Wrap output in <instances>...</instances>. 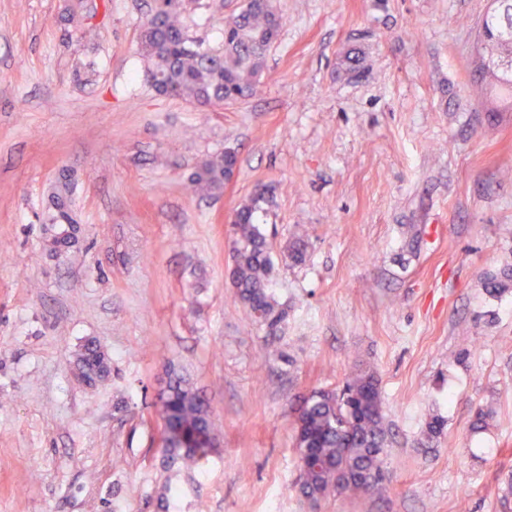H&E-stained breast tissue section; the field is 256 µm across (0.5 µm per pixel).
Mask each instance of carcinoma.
Returning <instances> with one entry per match:
<instances>
[{
	"label": "carcinoma",
	"mask_w": 512,
	"mask_h": 512,
	"mask_svg": "<svg viewBox=\"0 0 512 512\" xmlns=\"http://www.w3.org/2000/svg\"><path fill=\"white\" fill-rule=\"evenodd\" d=\"M157 15L140 25L139 51L155 90L168 88L174 97L200 107H218L251 97L265 72L266 52L277 40L281 16L272 0H244L240 11L224 24V44L204 46L191 38L185 23L184 0H166L156 5ZM478 62L491 57L503 64L475 77L474 83L499 91L500 103L492 112L512 111V0H500L487 13L475 45ZM238 169L232 147L207 160L187 176L193 194H211L224 187ZM71 187L59 183L53 195L57 224H73ZM266 192L256 191L236 209L232 222V267L230 278L236 294L267 330L262 354L281 342L288 309L280 304L270 285L276 268L270 243L263 230ZM307 241L298 236L288 243L284 261L302 264ZM490 294L512 288V264L485 276ZM74 364L86 385L96 386L110 374L105 354L97 342L80 345L73 352ZM154 416L165 431L160 446L167 476L157 502L169 512H181L182 490L175 463L190 471L217 452L212 413L190 379L170 367L164 389L154 405ZM388 429L378 378L360 370L336 390L315 389L300 397L294 409V447L298 457L299 490L312 502L331 495L367 496L380 492L385 479Z\"/></svg>",
	"instance_id": "cac0c4a2"
}]
</instances>
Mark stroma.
<instances>
[{
	"mask_svg": "<svg viewBox=\"0 0 512 512\" xmlns=\"http://www.w3.org/2000/svg\"><path fill=\"white\" fill-rule=\"evenodd\" d=\"M274 3L256 93L200 109L148 80L154 0H0V512H158L139 417L171 366L213 412L220 452L181 481L206 512H512V290L484 288L512 263V112L470 94L490 0ZM241 5L190 0L189 36L221 46ZM228 146L233 182L187 194ZM62 173L78 225L64 256L49 221ZM260 186L288 308L265 360L228 278L230 219ZM298 233L308 257L284 265ZM88 338L111 363L95 389L70 361ZM358 368L379 380L388 483L311 502L292 406Z\"/></svg>",
	"mask_w": 512,
	"mask_h": 512,
	"instance_id": "35a3bbf8",
	"label": "stroma"
}]
</instances>
